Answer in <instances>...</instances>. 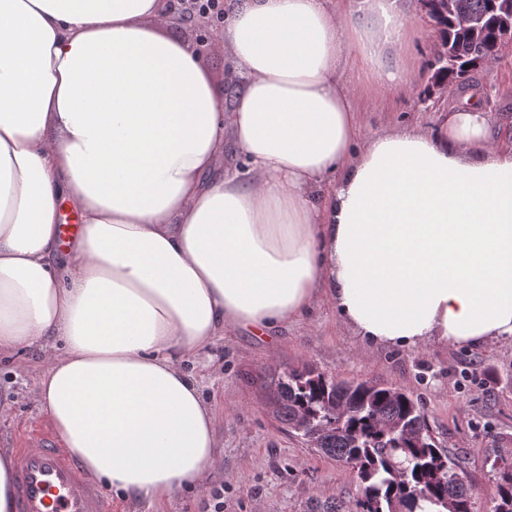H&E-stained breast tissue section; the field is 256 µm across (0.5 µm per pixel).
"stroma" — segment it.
Listing matches in <instances>:
<instances>
[{"mask_svg": "<svg viewBox=\"0 0 512 512\" xmlns=\"http://www.w3.org/2000/svg\"><path fill=\"white\" fill-rule=\"evenodd\" d=\"M170 34L193 44L213 81L235 91L231 58L209 23L167 19ZM438 39L421 37L403 46L422 67L406 95L358 104L359 143L387 131L445 123L448 106L462 91L429 92ZM480 100L504 143L512 142V43L474 75ZM49 354L30 348L0 357V451L10 452L7 433L47 422L36 400L37 381ZM216 417L217 463L203 485L177 490L160 504L113 497L115 512H308L311 502L357 499L360 482L349 467L308 447L274 416L271 398L286 368L310 367L330 377L374 381L400 388L423 408L442 450L455 458L470 488L471 512H494L491 462L496 450H512V340L486 346L428 345L416 350L371 348L330 304L322 303L275 340L234 329L181 361Z\"/></svg>", "mask_w": 512, "mask_h": 512, "instance_id": "35a3bbf8", "label": "stroma"}]
</instances>
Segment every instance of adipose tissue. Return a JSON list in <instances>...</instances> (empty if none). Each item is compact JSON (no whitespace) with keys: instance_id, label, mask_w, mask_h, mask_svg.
I'll return each mask as SVG.
<instances>
[{"instance_id":"obj_1","label":"adipose tissue","mask_w":512,"mask_h":512,"mask_svg":"<svg viewBox=\"0 0 512 512\" xmlns=\"http://www.w3.org/2000/svg\"><path fill=\"white\" fill-rule=\"evenodd\" d=\"M163 9L0 0V355L61 348L42 411L86 470L150 502L214 464L179 362L226 331L328 302L370 346L512 339V145L484 110L356 145L359 95L412 88L401 0H239L229 103Z\"/></svg>"}]
</instances>
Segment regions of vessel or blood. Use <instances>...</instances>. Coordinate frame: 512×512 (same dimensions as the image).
I'll list each match as a JSON object with an SVG mask.
<instances>
[{
  "mask_svg": "<svg viewBox=\"0 0 512 512\" xmlns=\"http://www.w3.org/2000/svg\"><path fill=\"white\" fill-rule=\"evenodd\" d=\"M14 496L16 512H112L95 478L47 429L19 442Z\"/></svg>",
  "mask_w": 512,
  "mask_h": 512,
  "instance_id": "1",
  "label": "vessel or blood"
}]
</instances>
